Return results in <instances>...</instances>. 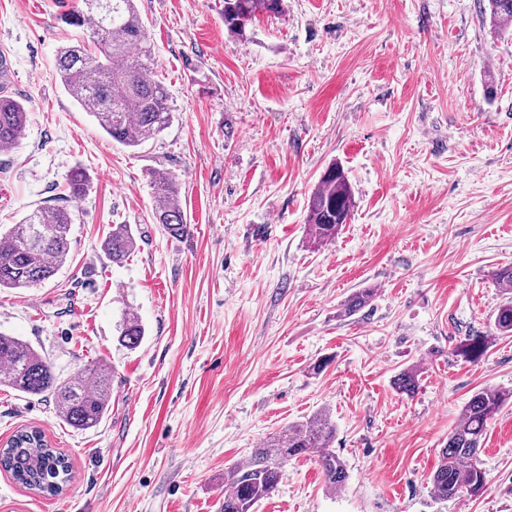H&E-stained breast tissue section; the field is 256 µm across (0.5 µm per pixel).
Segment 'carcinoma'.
<instances>
[{
  "mask_svg": "<svg viewBox=\"0 0 512 512\" xmlns=\"http://www.w3.org/2000/svg\"><path fill=\"white\" fill-rule=\"evenodd\" d=\"M481 14L491 28H512V0H479ZM283 0H224V26L245 35L247 26L260 15H277ZM60 22L83 29V38L59 48L56 71L65 91L79 107L92 115L99 127L117 143L138 148L166 130L173 121L167 88L155 79L154 52L137 0H77V6L62 13ZM28 122L26 105L0 93V152L14 149ZM155 222L173 237L189 233L179 203L176 180L168 172L150 173ZM89 177L80 168L66 176L68 197L78 200L89 190ZM354 195L342 167H327L310 196L306 223L319 245L336 238L351 219ZM72 212L66 208H36L19 223L0 232V290L33 288L50 279L67 262L70 252ZM137 248L131 225L114 224L102 241V249L114 264H121ZM496 283L508 294L497 310L494 329L512 335V266L495 272ZM374 289L363 288L344 304L350 315L370 305ZM117 341L129 350L144 336L141 318L131 308L121 310L116 324ZM489 349L485 336H470L457 351L471 360ZM113 369L93 363L69 378H60L52 365L28 342L0 332V387L24 395L52 400L56 414L76 430L97 427L111 409ZM399 391L411 394L417 387V372L401 373L395 382ZM512 403V389L487 387L476 391L462 407L458 422L448 434L437 469L430 475L433 494L448 501L462 492L479 496L488 479L478 459L490 420ZM336 424L330 412L322 411L305 421L282 429L249 459L224 471L220 512H255L284 476L288 461L302 455L317 457L329 490L344 488L348 473L344 460L333 448ZM0 468L29 490L50 495L69 481L68 458L51 447L36 429L19 430L0 448Z\"/></svg>",
  "mask_w": 512,
  "mask_h": 512,
  "instance_id": "1",
  "label": "carcinoma"
}]
</instances>
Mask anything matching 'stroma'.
<instances>
[{
    "label": "stroma",
    "mask_w": 512,
    "mask_h": 512,
    "mask_svg": "<svg viewBox=\"0 0 512 512\" xmlns=\"http://www.w3.org/2000/svg\"><path fill=\"white\" fill-rule=\"evenodd\" d=\"M222 8L138 0L175 119L133 151L58 79L57 48L81 36L60 0H0V86L29 109L0 152V226L37 207L74 218L52 281L0 291V330L61 377L114 368L111 410L86 431L0 387V444L36 427L72 466L56 496L0 470V512H219L226 468L323 409L345 488L303 456L256 512H512V405L488 425L482 496L440 502L429 483L471 395L512 388V336L492 333L493 273L512 265V36L477 0H284L241 37ZM334 163L355 206L320 246L308 202ZM75 168L90 179L76 203ZM156 169L188 235L154 221ZM115 224L138 244L121 266L101 249ZM362 288L372 304L343 315ZM126 306L146 328L132 351L115 336ZM469 336L490 339L480 361L456 352ZM411 368L407 395L394 381ZM89 177L80 168L71 170L66 176V190L70 199L78 200L84 197L89 190Z\"/></svg>",
    "instance_id": "obj_1"
}]
</instances>
